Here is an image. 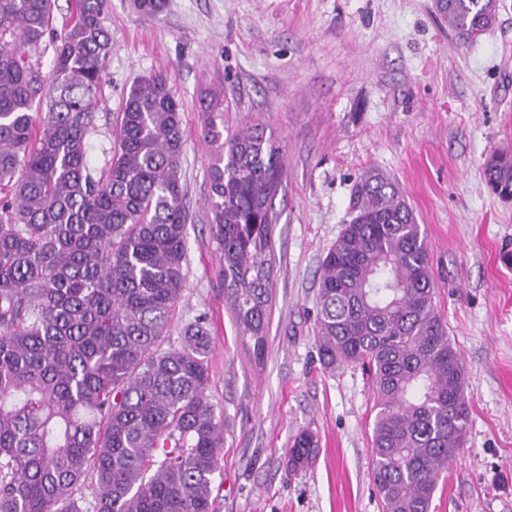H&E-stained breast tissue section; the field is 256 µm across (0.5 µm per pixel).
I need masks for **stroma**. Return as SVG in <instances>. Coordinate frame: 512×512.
I'll use <instances>...</instances> for the list:
<instances>
[{
    "mask_svg": "<svg viewBox=\"0 0 512 512\" xmlns=\"http://www.w3.org/2000/svg\"><path fill=\"white\" fill-rule=\"evenodd\" d=\"M461 44L434 0H168L143 18L109 0L112 55L89 140L109 158L130 87L173 69L184 109L189 210L185 283L170 343L205 316L211 394L224 420L215 512H381L372 480L373 394L358 366L326 368L314 339L320 263L349 217L367 168L395 179L426 237L435 303L459 350L467 441L431 512H512V201L487 187L493 152L512 153V0ZM223 95L229 129L257 120L281 140L287 174L274 199V299L262 364L243 349L206 230L208 144L201 106ZM308 429L314 466L288 472Z\"/></svg>",
    "mask_w": 512,
    "mask_h": 512,
    "instance_id": "stroma-1",
    "label": "stroma"
}]
</instances>
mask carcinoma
Wrapping results in <instances>:
<instances>
[{
  "mask_svg": "<svg viewBox=\"0 0 512 512\" xmlns=\"http://www.w3.org/2000/svg\"><path fill=\"white\" fill-rule=\"evenodd\" d=\"M167 0H134L155 17ZM0 0V512H214L224 450L209 389L213 338L200 316L163 348L182 291L188 211L183 116L160 72L135 83L105 166L88 161L112 54L106 0ZM465 43L494 26L497 0H435ZM52 48L49 71L41 57ZM210 212L224 296L242 345L265 356L273 302L280 140L261 123L224 133V97L202 110ZM512 199V155L485 161ZM322 259L316 345L324 366L370 380L373 483L383 512H430L464 446V367L434 303L424 231L398 184L371 168ZM300 432L288 468L316 458Z\"/></svg>",
  "mask_w": 512,
  "mask_h": 512,
  "instance_id": "obj_1",
  "label": "carcinoma"
}]
</instances>
